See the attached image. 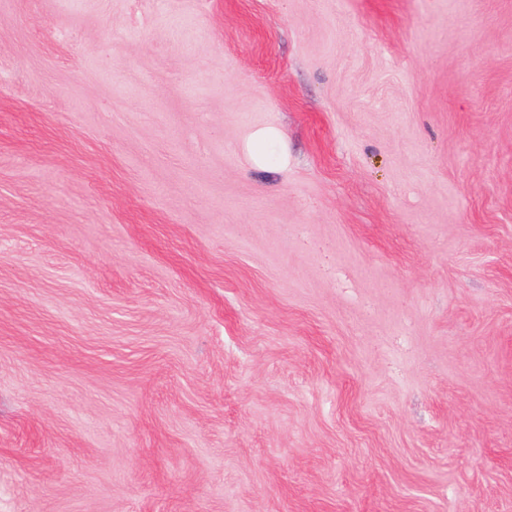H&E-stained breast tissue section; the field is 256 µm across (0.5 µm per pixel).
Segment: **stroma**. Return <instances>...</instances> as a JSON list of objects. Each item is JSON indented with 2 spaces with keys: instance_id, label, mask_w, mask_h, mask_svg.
Here are the masks:
<instances>
[{
  "instance_id": "obj_1",
  "label": "stroma",
  "mask_w": 512,
  "mask_h": 512,
  "mask_svg": "<svg viewBox=\"0 0 512 512\" xmlns=\"http://www.w3.org/2000/svg\"><path fill=\"white\" fill-rule=\"evenodd\" d=\"M0 512H512V0H0ZM280 139L277 129L268 127L256 131L248 144V151L256 162L265 157L268 146Z\"/></svg>"
}]
</instances>
